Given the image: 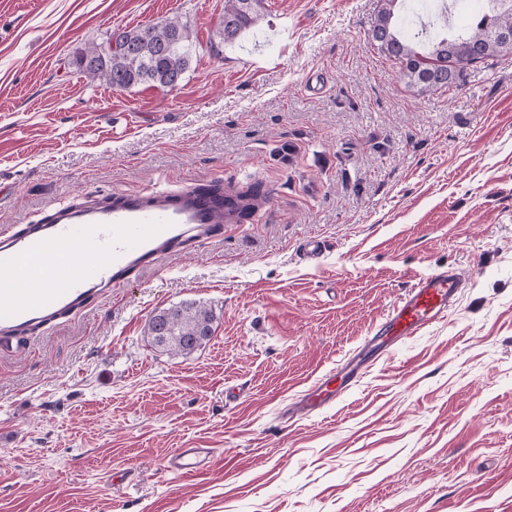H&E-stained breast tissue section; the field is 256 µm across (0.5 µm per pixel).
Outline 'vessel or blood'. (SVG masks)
<instances>
[{
    "label": "vessel or blood",
    "mask_w": 512,
    "mask_h": 512,
    "mask_svg": "<svg viewBox=\"0 0 512 512\" xmlns=\"http://www.w3.org/2000/svg\"><path fill=\"white\" fill-rule=\"evenodd\" d=\"M235 221V208L223 198L186 187L148 196L127 192L105 206L61 208L43 223L2 235L0 270L14 279L0 286V332L35 329L73 312L92 298L94 287H123L133 273L157 266L192 233H212ZM32 281L40 285L33 296L26 289ZM461 286L453 269L419 278L351 360L347 379L359 377L382 352L444 318ZM333 398L314 385L295 411L312 413ZM212 456L209 448H181L170 466L192 474Z\"/></svg>",
    "instance_id": "obj_1"
}]
</instances>
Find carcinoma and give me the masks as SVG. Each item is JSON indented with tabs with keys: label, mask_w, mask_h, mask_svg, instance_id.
Masks as SVG:
<instances>
[{
	"label": "carcinoma",
	"mask_w": 512,
	"mask_h": 512,
	"mask_svg": "<svg viewBox=\"0 0 512 512\" xmlns=\"http://www.w3.org/2000/svg\"><path fill=\"white\" fill-rule=\"evenodd\" d=\"M397 0H383L372 25L371 39L378 49L399 68L405 84L424 94L458 85L465 69L502 52L493 45V37L502 30L512 32V0H489L495 13L482 15L476 23L456 33L432 39L421 51L392 25ZM263 0H224V42L234 41L243 32L258 25L263 17ZM122 39L157 48L156 54H132L123 45L109 47V41L93 44L76 57L86 76L105 81L116 89L155 83L177 88L189 64L191 34L174 21L163 20L143 28L120 31ZM214 316L206 306L188 302L162 310L148 321L151 343L163 350L188 355L206 345L212 337Z\"/></svg>",
	"instance_id": "carcinoma-1"
}]
</instances>
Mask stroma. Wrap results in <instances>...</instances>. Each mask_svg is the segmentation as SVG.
<instances>
[{
  "mask_svg": "<svg viewBox=\"0 0 512 512\" xmlns=\"http://www.w3.org/2000/svg\"><path fill=\"white\" fill-rule=\"evenodd\" d=\"M381 7L263 0L227 44L224 0H0V233L128 191L260 193L249 218L0 347V512H512V56L420 95L371 39ZM394 13L406 36L442 31L414 0ZM167 18L191 33L179 87L74 66ZM448 268L466 282L445 318L294 414ZM185 302L212 311L210 342L153 347L150 317ZM180 448L215 454L179 475ZM324 383L315 384L308 392L302 397V399L295 405L294 412L299 414H309L322 407H324L329 401L333 400L334 397L340 393L336 391L330 392L328 390H322Z\"/></svg>",
  "mask_w": 512,
  "mask_h": 512,
  "instance_id": "1",
  "label": "stroma"
}]
</instances>
